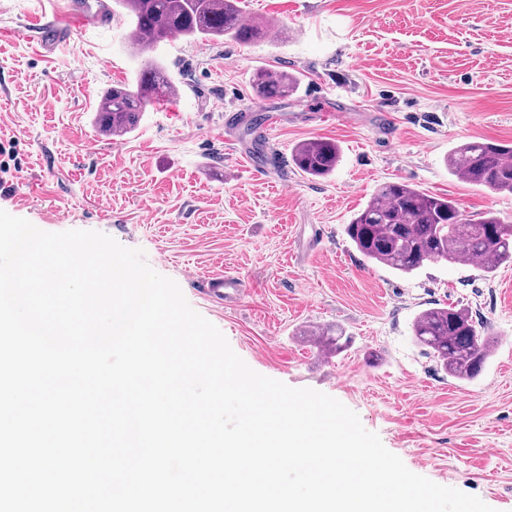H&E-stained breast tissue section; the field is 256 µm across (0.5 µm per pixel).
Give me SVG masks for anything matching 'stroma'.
Segmentation results:
<instances>
[{"label":"stroma","instance_id":"35a3bbf8","mask_svg":"<svg viewBox=\"0 0 512 512\" xmlns=\"http://www.w3.org/2000/svg\"><path fill=\"white\" fill-rule=\"evenodd\" d=\"M272 38H177L157 55L178 88L119 141L99 135L103 91L134 84L129 19L116 0H0V210L47 232L95 230L145 253L259 374L326 393L412 472L512 512V265L461 262L403 275L367 261L345 227L378 184L400 181L465 214L512 224V194L457 179V145H512V0H244ZM62 14L66 40L19 36ZM298 87L260 99L256 70ZM277 116L251 127L255 105ZM341 150L328 177L290 161L303 140ZM277 158L270 169L246 159ZM239 277L218 307L186 271ZM469 307L496 347L474 379L448 375L413 338L418 313ZM340 326L323 355L301 334Z\"/></svg>","mask_w":512,"mask_h":512}]
</instances>
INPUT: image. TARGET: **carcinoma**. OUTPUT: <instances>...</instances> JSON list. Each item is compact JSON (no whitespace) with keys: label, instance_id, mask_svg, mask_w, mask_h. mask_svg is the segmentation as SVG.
Listing matches in <instances>:
<instances>
[{"label":"carcinoma","instance_id":"1","mask_svg":"<svg viewBox=\"0 0 512 512\" xmlns=\"http://www.w3.org/2000/svg\"><path fill=\"white\" fill-rule=\"evenodd\" d=\"M130 19L126 37L131 54L141 60L136 83L115 85L104 92L95 125L108 137L132 133L159 91L173 90L165 68L154 57L170 38L231 40L248 43L265 35L268 24L245 23L239 0H119ZM261 97H282L293 82L284 71L259 70L253 79ZM291 161L303 174L321 178L340 162L336 142L316 138L294 147ZM450 174L463 181L512 194V146L466 142L446 160ZM346 233L369 261L401 274H411L430 262H459L464 256L481 262L486 272L512 263V225L491 211L478 217L458 204L422 192L410 184L385 182L346 226ZM417 344L459 380L475 378L490 358L493 341L469 309L458 305L432 307L413 323ZM315 344L341 353L350 343L342 330L309 331Z\"/></svg>","mask_w":512,"mask_h":512}]
</instances>
